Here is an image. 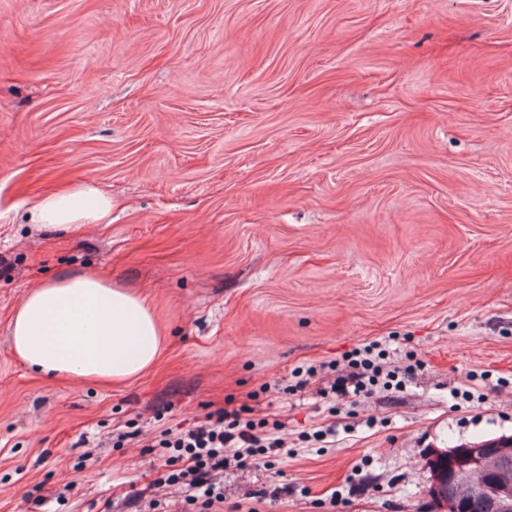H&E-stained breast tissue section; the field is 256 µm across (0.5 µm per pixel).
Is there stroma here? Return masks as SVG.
<instances>
[{
    "label": "stroma",
    "instance_id": "stroma-1",
    "mask_svg": "<svg viewBox=\"0 0 512 512\" xmlns=\"http://www.w3.org/2000/svg\"><path fill=\"white\" fill-rule=\"evenodd\" d=\"M89 182L111 223H29ZM86 271L164 335L121 384L10 344ZM375 340L406 388L292 390ZM244 403L289 452L214 480L259 512H429L432 450L512 435V0H0V512H200L153 446Z\"/></svg>",
    "mask_w": 512,
    "mask_h": 512
}]
</instances>
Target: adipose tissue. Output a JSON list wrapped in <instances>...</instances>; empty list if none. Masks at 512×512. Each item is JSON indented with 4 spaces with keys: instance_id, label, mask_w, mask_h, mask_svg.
<instances>
[{
    "instance_id": "obj_1",
    "label": "adipose tissue",
    "mask_w": 512,
    "mask_h": 512,
    "mask_svg": "<svg viewBox=\"0 0 512 512\" xmlns=\"http://www.w3.org/2000/svg\"><path fill=\"white\" fill-rule=\"evenodd\" d=\"M112 200L91 183L45 196L29 221L52 227L104 224ZM10 334L32 370L79 380L121 382L149 368L162 350L144 299L93 272L63 274L28 292Z\"/></svg>"
}]
</instances>
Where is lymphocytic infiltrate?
Here are the masks:
<instances>
[{"label":"lymphocytic infiltrate","instance_id":"f902f5d3","mask_svg":"<svg viewBox=\"0 0 512 512\" xmlns=\"http://www.w3.org/2000/svg\"><path fill=\"white\" fill-rule=\"evenodd\" d=\"M415 365H396L385 350L371 342L350 352L344 375L337 382L341 396L359 399L367 396L378 382L397 381L412 376ZM160 483L181 481L195 498L206 506L221 502L212 473L228 466L239 468L260 466L263 459L281 456L284 448L280 437L264 430L261 424L244 416L243 409H219L205 420L177 434H165L157 441Z\"/></svg>","mask_w":512,"mask_h":512}]
</instances>
